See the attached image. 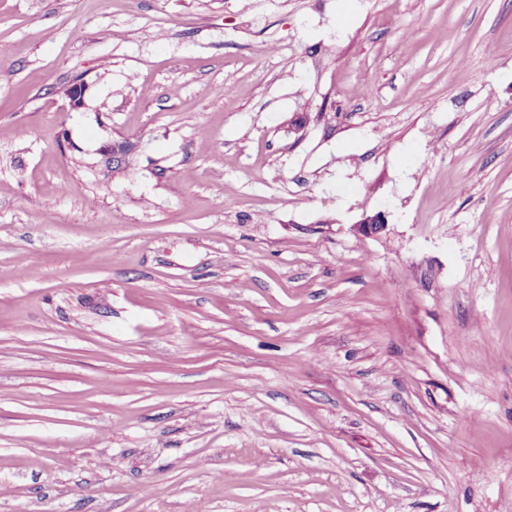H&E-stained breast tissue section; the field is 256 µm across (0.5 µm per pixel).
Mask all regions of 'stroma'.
<instances>
[{
    "label": "stroma",
    "instance_id": "stroma-1",
    "mask_svg": "<svg viewBox=\"0 0 512 512\" xmlns=\"http://www.w3.org/2000/svg\"><path fill=\"white\" fill-rule=\"evenodd\" d=\"M336 2L0 0V512H512V0Z\"/></svg>",
    "mask_w": 512,
    "mask_h": 512
}]
</instances>
